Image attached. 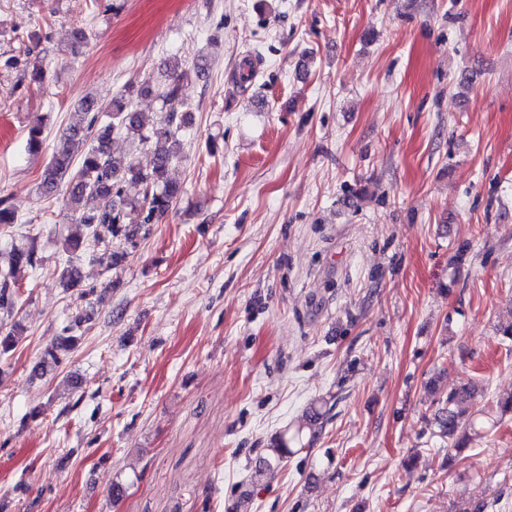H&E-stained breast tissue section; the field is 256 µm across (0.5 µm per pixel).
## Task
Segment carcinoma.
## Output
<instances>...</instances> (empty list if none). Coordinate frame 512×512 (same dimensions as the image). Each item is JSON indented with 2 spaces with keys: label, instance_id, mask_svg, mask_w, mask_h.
Wrapping results in <instances>:
<instances>
[{
  "label": "carcinoma",
  "instance_id": "1",
  "mask_svg": "<svg viewBox=\"0 0 512 512\" xmlns=\"http://www.w3.org/2000/svg\"><path fill=\"white\" fill-rule=\"evenodd\" d=\"M187 75L179 62L169 66L167 78L160 83L143 82L137 88L139 95H152L161 102L158 121L145 127L141 114L132 108V94H119L104 103L96 98L79 103L77 120L54 145L51 158L45 167L38 190L40 195L50 197L63 195L68 202L67 219L86 229V237L69 235L64 238L63 251L75 253L89 246L85 239L95 245L103 244L115 249L113 256L126 254L122 247L134 244V233L129 231L124 218L130 211L139 212L140 227L149 233L150 225L158 223L177 203L182 188L167 177L173 161L182 158L180 132L186 124L190 105L181 96V81ZM94 132L96 145L80 158H74L70 143L78 137ZM124 134L133 142L152 153V165L141 168L131 160L126 165L117 164L112 158L109 143L113 134ZM40 262L35 239L26 246H14L10 250L8 268L0 270V313L11 318L17 306V282L15 270L33 267ZM86 321L78 314L73 323L63 329L60 336L39 357L32 372L44 376L57 369L62 356L75 346L71 332ZM22 326L13 322L0 325V357L12 352L21 335ZM475 393L468 388L455 390L444 399L437 400L438 408L433 417L436 434L449 439L453 446L462 448L468 436L460 430L472 428V402ZM300 442V432L280 437L272 448L273 460L278 461L294 453V445ZM271 460V461H273ZM271 461L258 470L263 474L270 469Z\"/></svg>",
  "mask_w": 512,
  "mask_h": 512
}]
</instances>
